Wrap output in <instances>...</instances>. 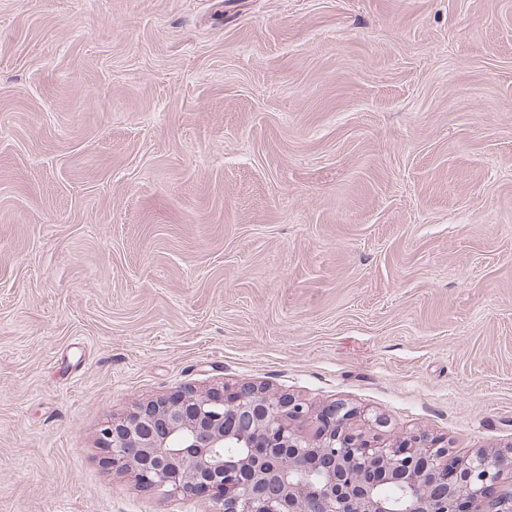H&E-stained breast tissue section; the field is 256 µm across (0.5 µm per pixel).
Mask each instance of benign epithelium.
<instances>
[{
    "mask_svg": "<svg viewBox=\"0 0 512 512\" xmlns=\"http://www.w3.org/2000/svg\"><path fill=\"white\" fill-rule=\"evenodd\" d=\"M383 427L244 383L143 402L104 423L99 441L112 466L220 512H457L463 499L473 512H512V454L462 464L442 442Z\"/></svg>",
    "mask_w": 512,
    "mask_h": 512,
    "instance_id": "7a95c632",
    "label": "benign epithelium"
}]
</instances>
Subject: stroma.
Instances as JSON below:
<instances>
[{
	"mask_svg": "<svg viewBox=\"0 0 512 512\" xmlns=\"http://www.w3.org/2000/svg\"><path fill=\"white\" fill-rule=\"evenodd\" d=\"M249 382L512 452V0H0V512Z\"/></svg>",
	"mask_w": 512,
	"mask_h": 512,
	"instance_id": "1",
	"label": "stroma"
}]
</instances>
